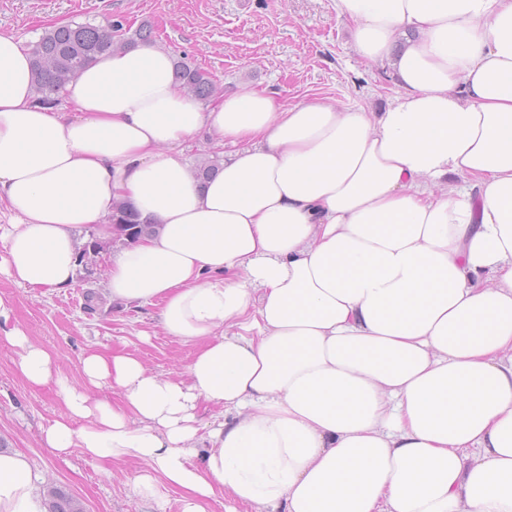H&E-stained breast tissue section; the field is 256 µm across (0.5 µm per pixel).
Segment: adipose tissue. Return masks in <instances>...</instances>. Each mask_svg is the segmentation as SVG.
Instances as JSON below:
<instances>
[{"instance_id":"ef3b65f1","label":"adipose tissue","mask_w":512,"mask_h":512,"mask_svg":"<svg viewBox=\"0 0 512 512\" xmlns=\"http://www.w3.org/2000/svg\"><path fill=\"white\" fill-rule=\"evenodd\" d=\"M336 12L389 68L380 111L249 85L205 105L162 45L103 54L39 106L0 34V275L67 290L124 204L156 231L109 255L104 295L158 306L194 349L165 375L86 351L45 443L144 463L139 496L176 491L181 512H512V0ZM203 131L232 146L205 183L181 159ZM10 318L0 297V341L47 384L51 355ZM44 501L0 452V512Z\"/></svg>"}]
</instances>
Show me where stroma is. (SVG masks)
Returning a JSON list of instances; mask_svg holds the SVG:
<instances>
[{"instance_id":"35a3bbf8","label":"stroma","mask_w":512,"mask_h":512,"mask_svg":"<svg viewBox=\"0 0 512 512\" xmlns=\"http://www.w3.org/2000/svg\"><path fill=\"white\" fill-rule=\"evenodd\" d=\"M118 16L136 26L150 23L155 42L209 72L221 93L249 84L288 105L324 99L375 112L394 94L382 65L355 54L334 0H0V34L29 44L56 23L98 25ZM103 283L100 276L78 279L66 291L37 296L0 276L12 323L52 355L56 375L31 386L16 368L14 348L0 342V440L79 498L86 512H180L177 492H168L162 509L135 494L141 463L92 459L78 448L59 456L44 442V428L66 412L57 382H80L85 351L126 349L161 375L190 360V348L161 332L157 308L118 309L104 300L87 306L85 292L102 291Z\"/></svg>"}]
</instances>
